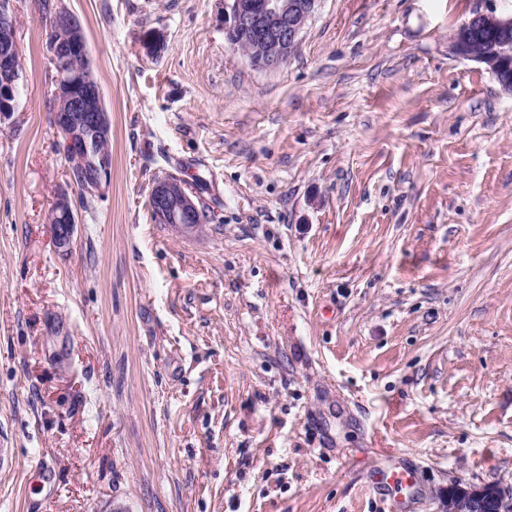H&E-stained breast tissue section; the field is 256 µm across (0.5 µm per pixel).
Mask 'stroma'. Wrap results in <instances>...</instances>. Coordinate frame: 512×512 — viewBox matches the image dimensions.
I'll return each mask as SVG.
<instances>
[{
    "instance_id": "obj_1",
    "label": "stroma",
    "mask_w": 512,
    "mask_h": 512,
    "mask_svg": "<svg viewBox=\"0 0 512 512\" xmlns=\"http://www.w3.org/2000/svg\"><path fill=\"white\" fill-rule=\"evenodd\" d=\"M111 121L79 201L40 0L0 124V512H436L512 488V97L448 52L477 0H321L288 64L224 0H60ZM162 31L146 57L140 40ZM176 175L214 218L183 236ZM413 466L400 495L377 463ZM150 205L158 220L171 224L177 233L194 235L200 231V203L180 177L158 179L151 190ZM55 223L51 224L54 243L59 249H68L76 228L75 209L69 194L59 193L54 203ZM440 507L437 512H487L492 505V512H511L512 494L498 485L475 486L455 481L438 498Z\"/></svg>"
}]
</instances>
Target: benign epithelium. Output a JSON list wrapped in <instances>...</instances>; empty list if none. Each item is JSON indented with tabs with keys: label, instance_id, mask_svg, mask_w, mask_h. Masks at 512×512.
<instances>
[{
	"label": "benign epithelium",
	"instance_id": "7a95c632",
	"mask_svg": "<svg viewBox=\"0 0 512 512\" xmlns=\"http://www.w3.org/2000/svg\"><path fill=\"white\" fill-rule=\"evenodd\" d=\"M320 0H225L224 41L244 55L251 66L275 71L288 62L297 49L301 34L317 10ZM51 20L61 34L48 56L57 78L54 95V124L61 137V150L71 168L80 173L76 186L98 196L110 182L111 164L102 152H95L110 137V120L99 86L79 76L68 63L87 56L86 41L76 18L63 7L53 9ZM492 48L483 47L485 36ZM148 57L165 48V37L154 30L141 39ZM450 53L476 62L493 77L501 91L512 97V10L497 12L476 9L449 36ZM23 82L17 65L16 17L9 0L0 3V123L15 111V88ZM150 205L158 220L181 235L200 231V203L181 178H160L151 190ZM52 236L59 249L69 248L76 224L69 194L59 193L54 203ZM437 512H512V492L494 484L475 486L455 481L438 498Z\"/></svg>",
	"mask_w": 512,
	"mask_h": 512
}]
</instances>
